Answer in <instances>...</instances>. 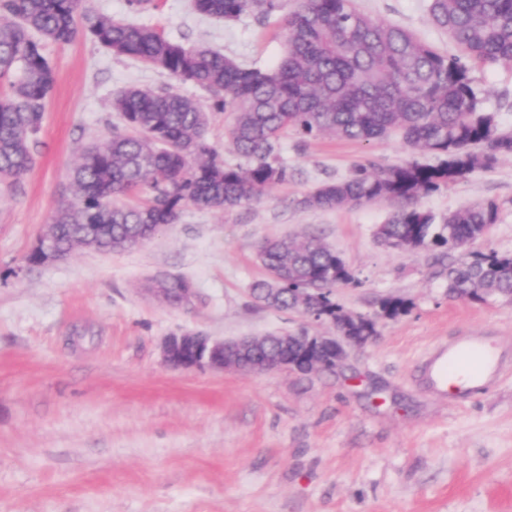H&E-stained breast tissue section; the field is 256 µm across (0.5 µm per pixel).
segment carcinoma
<instances>
[{"label": "carcinoma", "instance_id": "carcinoma-1", "mask_svg": "<svg viewBox=\"0 0 512 512\" xmlns=\"http://www.w3.org/2000/svg\"><path fill=\"white\" fill-rule=\"evenodd\" d=\"M194 0L201 15L265 21L285 12L286 53L272 70L244 65L211 48L176 43L153 27L93 15L82 0H0V182L17 184L33 166L31 145L55 72L42 41L67 44L81 32L117 56L144 62L210 94V110L229 112V145L241 163H229L207 139L202 105L177 91L136 87L119 91L113 108L125 131L83 147L72 171L73 200L53 213L45 234L62 255L78 247L124 250L152 236L155 225L176 223L182 210L224 211L261 200L273 186L296 180L281 156L287 133L307 142L325 135L366 142L392 135L431 153L435 164L354 166L348 177L323 183L297 206L334 210L386 200L396 204L377 232L395 250L437 252L448 265V293L472 301L512 296V256L465 252L498 218L493 199L462 206L443 223L420 198L478 169L512 156V132L482 106L474 63H512V0H430L433 23L462 55L418 40L408 29L371 18L355 0ZM144 192L143 205L122 199ZM260 258L267 276L251 295L278 286L273 306L302 311L289 288H308L315 312L351 336L377 335V320L350 318L335 288L354 283L342 259L314 235L266 240ZM407 311L401 298L381 302L393 319Z\"/></svg>", "mask_w": 512, "mask_h": 512}]
</instances>
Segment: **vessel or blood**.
Here are the masks:
<instances>
[{"mask_svg":"<svg viewBox=\"0 0 512 512\" xmlns=\"http://www.w3.org/2000/svg\"><path fill=\"white\" fill-rule=\"evenodd\" d=\"M506 353L485 336H461L430 354L421 380L432 393L464 403L486 391L504 370Z\"/></svg>","mask_w":512,"mask_h":512,"instance_id":"b4317fda","label":"vessel or blood"}]
</instances>
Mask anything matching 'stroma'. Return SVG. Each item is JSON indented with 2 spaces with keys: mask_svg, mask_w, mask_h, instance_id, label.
Returning <instances> with one entry per match:
<instances>
[{
  "mask_svg": "<svg viewBox=\"0 0 512 512\" xmlns=\"http://www.w3.org/2000/svg\"><path fill=\"white\" fill-rule=\"evenodd\" d=\"M191 0L129 12L126 0H85L91 14L157 28L264 69L284 53L280 17L224 21ZM448 53L428 0H358ZM56 82L17 189L0 184V512H512V366L480 397L456 405L416 382L421 360L453 336L512 346V300L450 297L431 252H397L376 236L393 207L377 201L310 210L298 198L360 163L387 167L433 155L392 137L371 144L322 137L281 142L299 180L224 212L185 207L178 222L120 252L75 249L32 265L29 253L56 208L74 197L81 149L124 124L115 95L171 89L209 94L77 37L44 42ZM474 76L486 110L512 131V65ZM493 199L499 215L477 252L512 255V157L420 199L436 217ZM318 236L358 280L340 286L345 309L376 317L377 336L332 372L180 370L167 337L270 336L324 324L256 304V259L267 238ZM188 279L196 297L173 306L154 282ZM410 304L394 319L380 303Z\"/></svg>",
  "mask_w": 512,
  "mask_h": 512,
  "instance_id": "obj_1",
  "label": "stroma"
}]
</instances>
